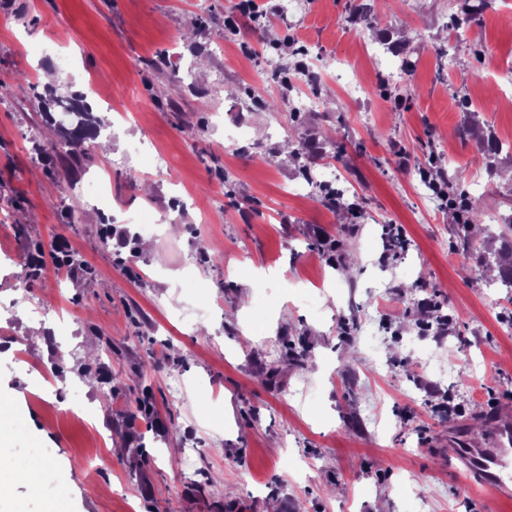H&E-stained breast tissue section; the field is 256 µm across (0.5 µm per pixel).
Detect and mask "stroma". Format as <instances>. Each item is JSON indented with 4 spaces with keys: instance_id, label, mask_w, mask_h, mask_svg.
<instances>
[{
    "instance_id": "35a3bbf8",
    "label": "stroma",
    "mask_w": 512,
    "mask_h": 512,
    "mask_svg": "<svg viewBox=\"0 0 512 512\" xmlns=\"http://www.w3.org/2000/svg\"><path fill=\"white\" fill-rule=\"evenodd\" d=\"M310 2L271 26L277 60L319 76V106L296 124L240 111L267 73L243 33L225 34L231 0H0V81L62 59L74 90L102 81L130 112L102 134L111 152L88 141L69 174L32 150L39 103L0 100V459L15 477L0 512H512L448 459L454 437L512 423V294L462 249L460 212L420 192L428 163L458 168L485 214H512V156L488 178L456 133L473 111L512 140V110L496 104L512 0L458 31L456 0H370L372 29L348 21L350 0ZM384 39L409 46L411 79H390L398 56L373 57ZM160 57L194 63L195 90L166 88L148 66ZM352 77L363 98L345 96ZM238 124L248 140L233 145ZM301 141L346 182L339 205L301 192L303 163L282 154ZM105 171L120 206L108 218L80 193ZM228 182L234 195L211 205ZM144 207L174 214L179 234L138 235ZM38 241L45 269L30 279ZM36 321L41 340L26 339ZM290 346L307 347L304 367L284 362ZM451 396L464 414L440 410ZM48 467L59 482L27 480Z\"/></svg>"
}]
</instances>
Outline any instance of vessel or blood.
<instances>
[{"instance_id": "1", "label": "vessel or blood", "mask_w": 512, "mask_h": 512, "mask_svg": "<svg viewBox=\"0 0 512 512\" xmlns=\"http://www.w3.org/2000/svg\"><path fill=\"white\" fill-rule=\"evenodd\" d=\"M448 455L464 465L465 477L493 485L504 496L512 492L511 424L497 427L493 447L483 448L475 441L458 437L449 441Z\"/></svg>"}]
</instances>
